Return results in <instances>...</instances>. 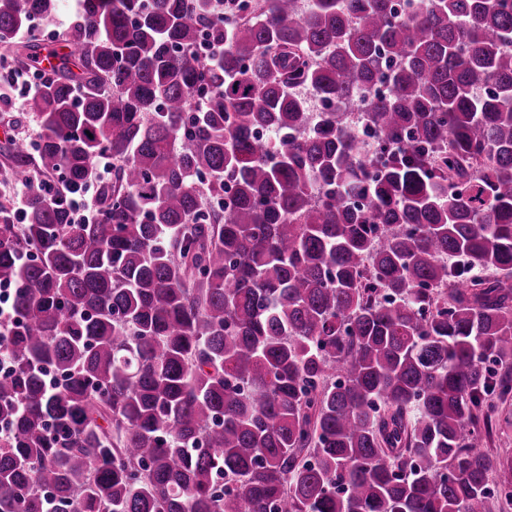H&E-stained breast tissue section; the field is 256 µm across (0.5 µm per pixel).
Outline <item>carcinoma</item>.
I'll return each instance as SVG.
<instances>
[{"label":"carcinoma","mask_w":512,"mask_h":512,"mask_svg":"<svg viewBox=\"0 0 512 512\" xmlns=\"http://www.w3.org/2000/svg\"><path fill=\"white\" fill-rule=\"evenodd\" d=\"M75 11L5 147L59 189L0 200V512L512 503V0ZM56 12L0 0L15 70Z\"/></svg>","instance_id":"carcinoma-1"}]
</instances>
